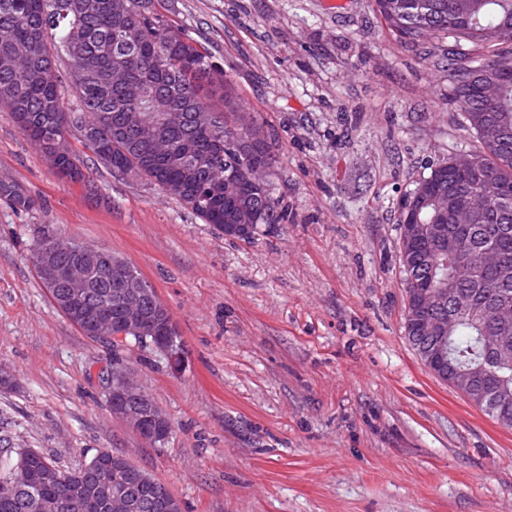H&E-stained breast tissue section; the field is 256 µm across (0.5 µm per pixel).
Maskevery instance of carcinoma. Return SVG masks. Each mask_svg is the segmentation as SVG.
<instances>
[{
	"mask_svg": "<svg viewBox=\"0 0 512 512\" xmlns=\"http://www.w3.org/2000/svg\"><path fill=\"white\" fill-rule=\"evenodd\" d=\"M113 0H0V29H9L15 39L32 48L34 59L19 70L7 65L10 48L0 43V110L10 114L19 128L41 147L56 172L68 173L69 181L90 194L97 186L83 171L79 155L69 143L71 132L87 124L97 126V140L83 143L103 166L124 170V176L144 179L187 205L205 223L218 227L230 217L238 224H280L285 214L271 190L262 196H235L233 215L224 213V184L211 182L210 168L231 167L237 154L227 152L224 135L230 128L258 119L239 105V92L209 53L188 39L162 14L155 0H129L130 11L118 13ZM385 28L401 44L417 48L427 35L448 38L444 56L452 99L464 112L463 128L475 135V145L453 151L458 159L478 158L497 181L492 187L493 208L478 216L460 248L472 263L474 275L465 270L450 274L448 254L442 244L426 252V268L436 287L453 298L471 294L483 306L479 321L457 319L449 342L450 357L462 369L479 367L485 360L484 336L512 340V323L502 324L492 314L489 302L501 295L512 297V0H427L437 6L412 19L405 16L406 0H374ZM68 62L67 80L57 67ZM498 77L489 97H467L464 89L475 69ZM73 97L68 106L65 93ZM194 115L183 127H168L164 133L175 154L184 151L196 158L191 165L175 157L159 159L132 132H123L120 113L129 108L159 112L161 105ZM493 119L500 141L477 137L482 117ZM477 179L458 180L453 198H448V170L429 167L408 193L411 200L425 202L418 224H442L448 211L464 201ZM0 195L22 209L35 201L15 185L0 183ZM495 246L511 276L502 280L496 270L477 266L481 250ZM504 385L505 402L512 411V366L492 365L470 384L467 398L487 384ZM53 462L31 448H21L0 479L21 476L14 501L0 512H34L33 497L63 501L61 512H85L83 502L100 497L94 479H89L78 499L64 496L56 481Z\"/></svg>",
	"mask_w": 512,
	"mask_h": 512,
	"instance_id": "obj_1",
	"label": "carcinoma"
}]
</instances>
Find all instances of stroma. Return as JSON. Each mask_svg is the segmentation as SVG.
<instances>
[{"mask_svg": "<svg viewBox=\"0 0 512 512\" xmlns=\"http://www.w3.org/2000/svg\"><path fill=\"white\" fill-rule=\"evenodd\" d=\"M266 122L286 211L225 238L153 184L73 142L101 197L61 180L0 112V457L73 470L107 449L163 481L182 512H512V427L424 366L404 329L397 203L469 134L447 39L411 50L372 0H163ZM50 231L112 251L156 287L185 342L86 339L31 262ZM129 360L169 416L150 445L115 419L104 375Z\"/></svg>", "mask_w": 512, "mask_h": 512, "instance_id": "35a3bbf8", "label": "stroma"}]
</instances>
